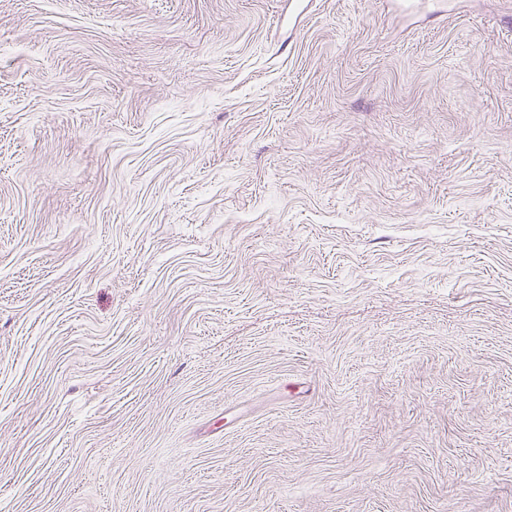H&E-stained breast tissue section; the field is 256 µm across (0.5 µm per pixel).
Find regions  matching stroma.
Wrapping results in <instances>:
<instances>
[{"label": "stroma", "instance_id": "stroma-1", "mask_svg": "<svg viewBox=\"0 0 512 512\" xmlns=\"http://www.w3.org/2000/svg\"><path fill=\"white\" fill-rule=\"evenodd\" d=\"M0 0V512H512V0Z\"/></svg>", "mask_w": 512, "mask_h": 512}]
</instances>
